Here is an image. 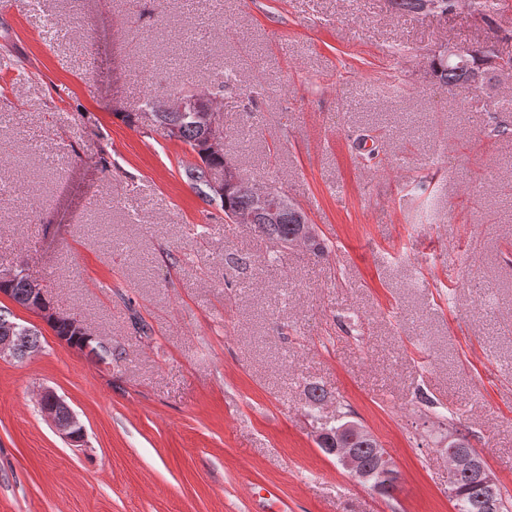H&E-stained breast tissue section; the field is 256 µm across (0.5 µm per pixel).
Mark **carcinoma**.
<instances>
[{"mask_svg": "<svg viewBox=\"0 0 512 512\" xmlns=\"http://www.w3.org/2000/svg\"><path fill=\"white\" fill-rule=\"evenodd\" d=\"M455 0H390L393 9L404 14H423L427 12L448 13L453 8ZM477 10L487 19V26L495 25V15L499 11V0H476ZM429 68L432 76L445 86H454L459 83L475 82L474 71L482 72L481 81L488 80L489 71L497 70V67L488 63L479 49L470 50L469 62L461 64L457 61H450L444 54H432L429 57ZM156 96L150 94L144 100V107L152 111L156 122L163 128L174 124L177 132L171 138L189 146L195 152L201 164L189 166L185 169V176L191 183L196 194L207 204L217 203L224 210V214L230 217L238 212L255 213V224L258 232L278 240L282 243H291L301 231L303 225L307 224L304 215H295L290 211L278 215L272 221L268 215L259 212V207L248 192L242 187L232 188L224 194V198H217L211 191L208 184V173L218 167L224 166V156L209 152L203 147L200 141L201 130L195 116L187 112L176 116L170 112L160 111L152 108ZM7 290L9 297L19 305L26 304L31 298V288L27 279L23 276L10 281L0 283V289ZM55 335L67 339L68 343L80 350L88 351V355L99 361L112 358V348L104 345L98 338L87 337L81 334L80 330L66 318H58L49 321ZM21 336L28 337L31 346L37 345V333L31 328L18 323L10 311L0 307V331L9 327ZM355 422L340 420L334 424L324 423L321 428L329 431V434L321 437L318 446L321 448L336 447V430L343 427H351ZM362 458L364 464L370 469L376 468L377 451L380 447L374 439L358 440L352 444ZM480 490L471 477L461 476L455 480L454 493L450 494L454 502L455 512H482L479 500Z\"/></svg>", "mask_w": 512, "mask_h": 512, "instance_id": "cac0c4a2", "label": "carcinoma"}]
</instances>
